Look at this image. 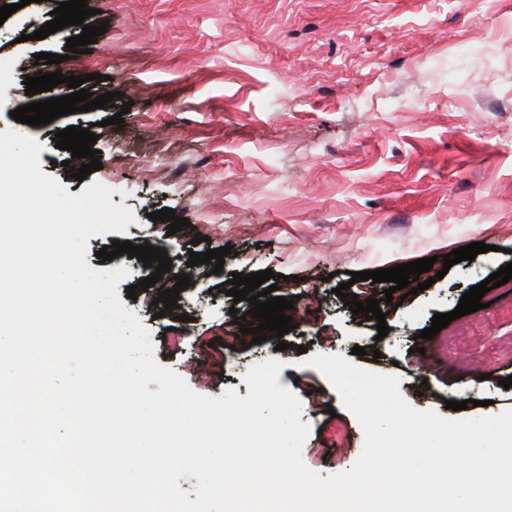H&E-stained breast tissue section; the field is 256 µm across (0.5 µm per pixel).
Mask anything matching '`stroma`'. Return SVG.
I'll list each match as a JSON object with an SVG mask.
<instances>
[{
  "label": "stroma",
  "instance_id": "35a3bbf8",
  "mask_svg": "<svg viewBox=\"0 0 512 512\" xmlns=\"http://www.w3.org/2000/svg\"><path fill=\"white\" fill-rule=\"evenodd\" d=\"M89 25L109 27L89 53H68L69 26L32 34L59 0H31L0 24V132L42 144L39 165L70 195L99 183L135 217L125 232L88 239L95 270L129 269L117 286L140 318L157 363L214 398L247 396V372L268 359L279 386L301 401L310 432L305 465L321 477L350 469L364 432L338 392L305 357L340 355L368 371L395 375L415 408L459 420L512 411V292L494 288L486 308L421 338L434 314L453 311L465 291L512 262V0H87ZM62 56L63 75L80 76L112 107L44 126L16 122L35 98L67 95L61 84L28 94L25 77L49 72L33 56ZM100 73L104 82L92 81ZM131 103L123 125L102 126ZM93 128L101 170L67 177L72 154L57 131ZM164 208L188 219L168 233L149 215ZM204 242H196V234ZM165 249L187 267L178 304L186 319L159 317L156 286L130 299L151 275L137 258L97 257L113 241ZM490 252L444 268L440 255L474 242ZM226 245L221 273L188 266L190 252ZM424 257L444 277L401 304L383 303V284L351 282V272L387 269ZM284 274L279 294L294 298L296 327L253 343L250 304L226 296L232 273ZM350 282L358 301L381 300L389 331L361 320L335 293ZM245 313L235 325L230 308ZM288 342L277 350L278 341ZM362 347L357 356L353 347ZM380 358H373V351ZM199 375H191L189 364ZM467 402L464 410L445 408Z\"/></svg>",
  "mask_w": 512,
  "mask_h": 512
}]
</instances>
